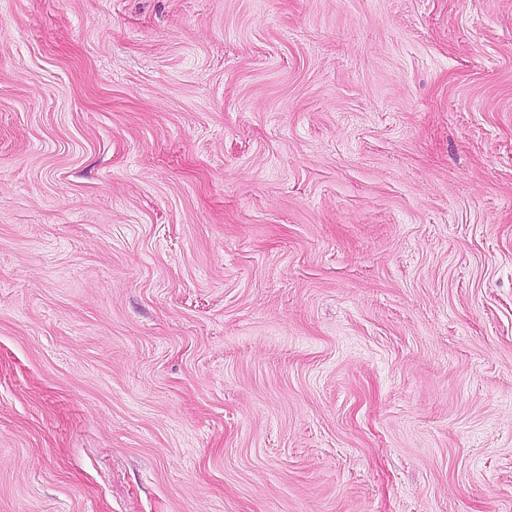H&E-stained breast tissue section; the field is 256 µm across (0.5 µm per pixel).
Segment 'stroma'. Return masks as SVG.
Here are the masks:
<instances>
[{
  "label": "stroma",
  "mask_w": 512,
  "mask_h": 512,
  "mask_svg": "<svg viewBox=\"0 0 512 512\" xmlns=\"http://www.w3.org/2000/svg\"><path fill=\"white\" fill-rule=\"evenodd\" d=\"M0 512H512V0H0Z\"/></svg>",
  "instance_id": "35a3bbf8"
}]
</instances>
